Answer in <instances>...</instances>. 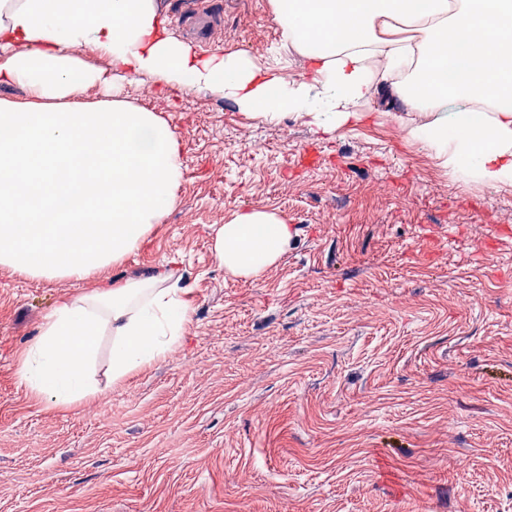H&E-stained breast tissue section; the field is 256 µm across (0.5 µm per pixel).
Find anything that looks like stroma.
Instances as JSON below:
<instances>
[{"label": "stroma", "mask_w": 512, "mask_h": 512, "mask_svg": "<svg viewBox=\"0 0 512 512\" xmlns=\"http://www.w3.org/2000/svg\"><path fill=\"white\" fill-rule=\"evenodd\" d=\"M206 45L296 71L272 0H203ZM181 143L175 206L95 278L0 267V512H512V188L409 141L418 115L359 103L316 135L229 100L116 81ZM315 147L320 162L296 168ZM262 209L292 229L263 277H230L212 227ZM166 271L181 345L74 409L18 366L67 297Z\"/></svg>", "instance_id": "stroma-1"}]
</instances>
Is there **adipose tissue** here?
I'll return each instance as SVG.
<instances>
[{
    "label": "adipose tissue",
    "instance_id": "adipose-tissue-1",
    "mask_svg": "<svg viewBox=\"0 0 512 512\" xmlns=\"http://www.w3.org/2000/svg\"><path fill=\"white\" fill-rule=\"evenodd\" d=\"M303 72L245 54L200 56L167 29L156 0H0V266L88 279L122 260L175 205L180 140L154 112L91 102L105 71L232 100L269 120L305 118L331 135L362 123L354 106L385 93L410 112L445 108L410 139L451 173L512 187V0H274ZM293 234L251 210L216 225L226 274L261 278ZM189 304L166 274L62 301L24 352L18 376L49 407L98 393L90 369L111 338L113 383L172 351Z\"/></svg>",
    "mask_w": 512,
    "mask_h": 512
}]
</instances>
